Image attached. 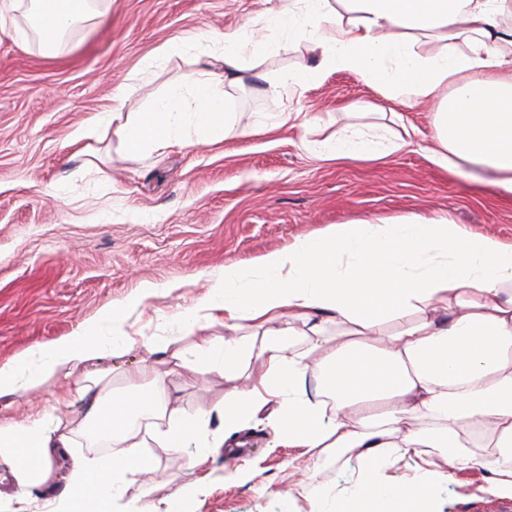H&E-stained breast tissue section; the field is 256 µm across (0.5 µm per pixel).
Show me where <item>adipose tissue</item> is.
<instances>
[{
    "instance_id": "obj_1",
    "label": "adipose tissue",
    "mask_w": 512,
    "mask_h": 512,
    "mask_svg": "<svg viewBox=\"0 0 512 512\" xmlns=\"http://www.w3.org/2000/svg\"><path fill=\"white\" fill-rule=\"evenodd\" d=\"M245 27L202 30L165 42L140 69L155 77L172 58L195 71L167 85L143 112H127L134 87H117L108 108L73 129L84 155L77 179L95 174L96 145L120 126L119 153L136 162L152 154L213 144L226 133L270 135L302 120L278 112L237 127L235 90L258 81L271 100L303 93L325 74H356L377 96L366 122L306 141L316 159L381 161L402 144L384 123L387 102L437 104L434 151L449 172L474 166L496 172L493 189L512 194V0H268ZM112 0H0V22L35 53L73 51L76 34H92ZM302 49L315 62L271 69L277 57ZM207 292L170 317L166 338L131 336L127 320L154 292L145 285L121 307H106L79 335L37 344L0 366V398L20 397L65 380L86 408L93 440L114 451L82 459L70 471L50 512L122 497L149 472L129 427L150 406L167 418V441L205 457L210 424L228 431L270 409L282 448L356 452L362 468L344 491L314 485L312 512H425L460 467L484 473L486 492L512 498V243L475 234L446 219L411 213L330 224L297 237L254 263L210 272ZM220 323L221 342L202 338L178 351L174 366L154 368L152 394L104 396L89 364L142 345L167 350L173 338ZM262 328L261 340L240 331ZM257 385H240L253 363ZM224 377V400L195 413L172 407V370ZM315 393H308L307 380ZM73 439L52 411L24 424L0 423V459L17 486L12 512H28V489L47 483L55 458ZM409 472L389 480L397 461Z\"/></svg>"
}]
</instances>
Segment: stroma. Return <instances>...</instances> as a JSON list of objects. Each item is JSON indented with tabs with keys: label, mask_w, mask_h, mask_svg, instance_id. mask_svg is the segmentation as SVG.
Returning <instances> with one entry per match:
<instances>
[{
	"label": "stroma",
	"mask_w": 512,
	"mask_h": 512,
	"mask_svg": "<svg viewBox=\"0 0 512 512\" xmlns=\"http://www.w3.org/2000/svg\"><path fill=\"white\" fill-rule=\"evenodd\" d=\"M265 0H112L100 28L82 38L72 54L42 58L0 26V365L27 348L75 335L109 305L156 289L131 315L132 330L168 333V317L189 309L206 292L207 272L235 262L250 264L288 247L298 236L329 224L418 213L443 216L468 231L512 242V196L481 184L480 174L449 173L431 154L429 107H398L408 132L405 146L382 162H322L302 145L293 128L273 136L235 137L202 148L156 155L139 163L109 154L91 188H77L69 202L50 188L78 170L69 134L90 122L124 82H138L128 111H144L165 82L193 71L185 59L170 60L161 78L138 81L144 59L170 38L202 28L240 27L259 14ZM241 124L271 112H309L321 121L311 135L323 138L347 122L349 106L375 101L356 75L327 74L302 95L269 100L239 93ZM112 221L99 223L100 206ZM185 335L168 351L138 349L96 364L94 373L121 392L148 389L149 372L190 345ZM170 396L187 413L224 400L218 373H173ZM67 383L52 382L20 398L0 399V423L25 421L53 409L61 430L73 434L71 457L54 460L50 488H32L29 512H44L50 494L64 490L72 459L90 449L83 434V406L60 402ZM139 438L153 461L146 481L131 482L121 499L98 512H130L150 502L166 512L174 492L193 487L184 512H310L303 486L321 472L302 471L305 448L273 444L270 420L239 433L237 455L220 449L190 461L185 448L166 447V423L141 421ZM245 473H237L239 463ZM481 473L459 469L441 488L436 512H483Z\"/></svg>",
	"instance_id": "1"
}]
</instances>
